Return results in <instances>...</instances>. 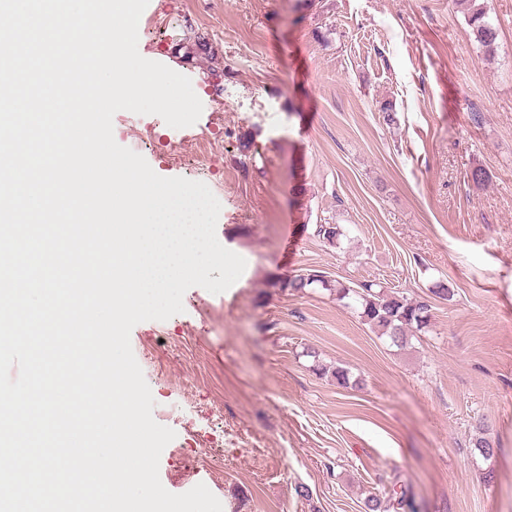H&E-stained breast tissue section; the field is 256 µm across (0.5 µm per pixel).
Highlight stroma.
I'll return each mask as SVG.
<instances>
[{
	"label": "stroma",
	"instance_id": "stroma-1",
	"mask_svg": "<svg viewBox=\"0 0 512 512\" xmlns=\"http://www.w3.org/2000/svg\"><path fill=\"white\" fill-rule=\"evenodd\" d=\"M477 2L491 55L455 0H149L138 50L203 110L181 129L123 110L114 138L205 183L246 261L227 291L192 287L131 331L176 433L169 492L205 484L223 512H365L375 495L388 512H512V0ZM313 272L428 301L431 324L397 349L329 291L285 289Z\"/></svg>",
	"mask_w": 512,
	"mask_h": 512
}]
</instances>
